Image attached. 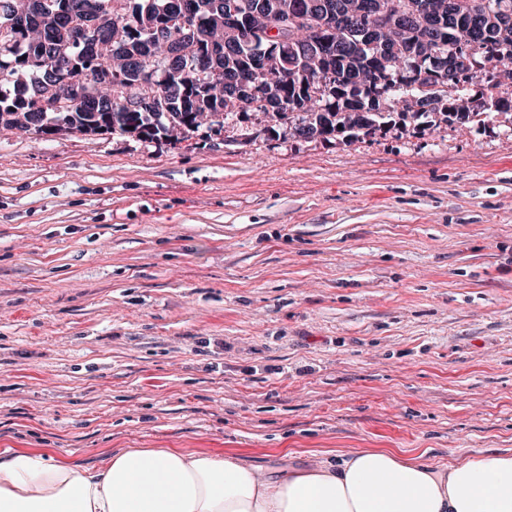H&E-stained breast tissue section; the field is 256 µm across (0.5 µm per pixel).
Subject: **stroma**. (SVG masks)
<instances>
[{"instance_id":"obj_1","label":"stroma","mask_w":512,"mask_h":512,"mask_svg":"<svg viewBox=\"0 0 512 512\" xmlns=\"http://www.w3.org/2000/svg\"><path fill=\"white\" fill-rule=\"evenodd\" d=\"M380 110L0 130V449L512 454V112Z\"/></svg>"}]
</instances>
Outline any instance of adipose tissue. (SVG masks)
I'll list each match as a JSON object with an SVG mask.
<instances>
[{
	"mask_svg": "<svg viewBox=\"0 0 512 512\" xmlns=\"http://www.w3.org/2000/svg\"><path fill=\"white\" fill-rule=\"evenodd\" d=\"M0 512H512V455L437 466L395 448L261 467L240 451L125 448L97 468L0 450Z\"/></svg>",
	"mask_w": 512,
	"mask_h": 512,
	"instance_id": "ef3b65f1",
	"label": "adipose tissue"
}]
</instances>
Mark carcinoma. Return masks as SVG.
<instances>
[{
	"mask_svg": "<svg viewBox=\"0 0 512 512\" xmlns=\"http://www.w3.org/2000/svg\"><path fill=\"white\" fill-rule=\"evenodd\" d=\"M274 2L286 11L301 1L317 17L332 0H245L248 9ZM383 2L399 10L407 6L431 9L440 23L431 40L422 44L423 33L410 25L402 34L410 47L420 51L401 64L383 62L372 47V40L350 23L334 33H323L308 41L291 44L268 55L279 67L259 72L256 79L271 99L282 101L281 110L270 120L288 122V134L308 136L312 128H321L326 139L336 132H350L353 138L367 137L381 127L380 112H363L368 97H385L392 107H402V116L418 119L425 111H412L409 101L428 97L432 110L442 109L444 121L452 124L461 119L483 124L493 112L512 109V97L498 92L502 83L497 71L512 68V26L503 28L498 15L512 14V0H460L459 12L448 18L446 0H346V10L356 15L364 4ZM88 0H43V40L34 43L22 30L9 24L16 11L14 0H0V125L22 132L133 133L145 140L169 137L198 129L191 108L216 114L213 124L224 128V117L234 112H260L262 106L241 102L232 106L210 94V84L234 77L245 70H255L262 61L261 37L257 29L264 21L224 41L217 71L200 75L197 60L207 56L209 37L218 35L224 14L215 0H188L193 14L203 25L201 38L182 56L173 60L135 59L128 64L114 98L104 102L96 97L95 59L87 56L85 40L90 37L83 25L82 6ZM104 5L102 23L97 34L112 38L139 52L162 24H177L179 15L172 8L174 0H97ZM473 48V64L479 72L490 74L483 79L484 101L470 105L467 91L475 78H461L440 66L438 59L453 50ZM332 69L334 78L326 75ZM51 69L73 79L69 89H50L46 70ZM363 76V87L351 82ZM325 81L319 112L300 111L303 93L311 82ZM457 98L448 101L450 92ZM151 94L158 106L144 112H127L123 101L128 95Z\"/></svg>",
	"mask_w": 512,
	"mask_h": 512,
	"instance_id": "carcinoma-1",
	"label": "carcinoma"
}]
</instances>
